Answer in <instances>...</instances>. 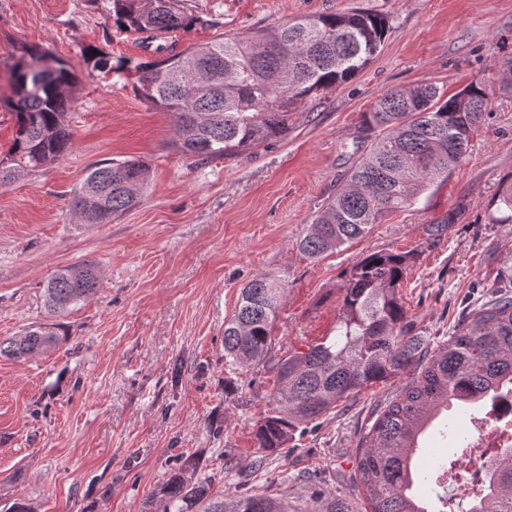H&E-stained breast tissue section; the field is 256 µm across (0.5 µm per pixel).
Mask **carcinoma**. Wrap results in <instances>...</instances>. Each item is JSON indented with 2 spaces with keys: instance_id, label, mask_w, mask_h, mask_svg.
I'll use <instances>...</instances> for the list:
<instances>
[{
  "instance_id": "obj_1",
  "label": "carcinoma",
  "mask_w": 512,
  "mask_h": 512,
  "mask_svg": "<svg viewBox=\"0 0 512 512\" xmlns=\"http://www.w3.org/2000/svg\"><path fill=\"white\" fill-rule=\"evenodd\" d=\"M114 24L147 39L200 22L181 0H111ZM389 18L352 9L294 17L278 26L225 37L136 65L119 56L84 51L94 69L135 74L132 90L172 117L174 144L202 161L229 158L288 134L293 111L320 100L361 71L380 51ZM14 98L4 103L15 136L0 154V185L18 170L35 173L69 153L73 133L65 119L74 74L62 61L44 71L16 63ZM493 90L474 80L448 95L434 84L391 88L363 115L353 142L358 158L345 186L326 200L299 241L318 259L365 237L387 213L412 205L432 184L448 178L489 116ZM148 165L136 158L91 168L71 209L86 224H108L140 202ZM411 252H372L351 271L333 335L289 350L275 367L269 408L254 424L257 447L268 456L288 452L296 433L379 383L395 393L367 428L355 457L354 477L365 512H427L412 493L427 484L413 458L427 425L453 407L461 416L472 405L512 395V291L499 290L463 317L448 339L430 347L416 329L400 292ZM101 276L91 264L57 270L43 288L44 307L61 316L94 296ZM285 280L261 274L241 288L233 318L224 326V358L241 370L266 361ZM65 337L58 324L39 323L19 336L0 338V357L23 361L47 354ZM440 434L465 448L470 435L447 418ZM200 459L187 456L154 491L146 510L162 512H353L336 490L309 497L242 493L218 499L212 477H201ZM448 512H512V447L488 463L469 507L448 501Z\"/></svg>"
}]
</instances>
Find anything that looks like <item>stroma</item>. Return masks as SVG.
Returning <instances> with one entry per match:
<instances>
[{"label": "stroma", "instance_id": "obj_1", "mask_svg": "<svg viewBox=\"0 0 512 512\" xmlns=\"http://www.w3.org/2000/svg\"><path fill=\"white\" fill-rule=\"evenodd\" d=\"M201 21L169 35L174 50L272 27L301 15L366 9L390 19L380 52L351 80L301 105L286 138L230 158L199 161L173 142L168 113L83 57L94 48L151 60L138 36L107 19V0H0V97L21 44L70 65L77 83L74 146L60 161L0 187V337L48 321L42 292L59 268L92 262L97 295L60 317L54 352L0 357V502L35 512H142L182 456L200 455L214 493L299 497L326 482L359 501L355 456L379 384L347 400L262 470L253 425L268 407L274 360L328 335L344 277L371 252L414 254L405 307L432 341L512 280V223L500 194L512 186V95L491 116L447 180L385 215L342 250L310 260L296 241L343 184L363 112L386 89L432 83L455 92L496 84L512 56V0H189ZM149 166L139 204L108 224L70 209L96 163ZM462 208L439 236L427 227ZM262 273L287 286L272 327L273 360L240 371L224 358V325L244 284ZM233 471H225V461Z\"/></svg>", "mask_w": 512, "mask_h": 512}]
</instances>
